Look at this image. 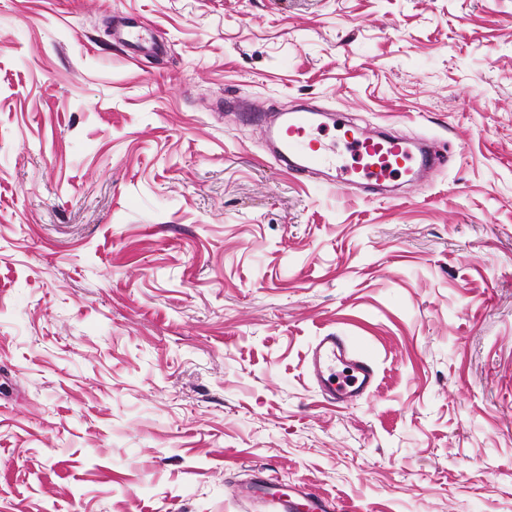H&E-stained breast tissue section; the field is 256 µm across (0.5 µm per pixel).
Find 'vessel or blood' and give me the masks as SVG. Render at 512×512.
Segmentation results:
<instances>
[{
  "instance_id": "vessel-or-blood-1",
  "label": "vessel or blood",
  "mask_w": 512,
  "mask_h": 512,
  "mask_svg": "<svg viewBox=\"0 0 512 512\" xmlns=\"http://www.w3.org/2000/svg\"><path fill=\"white\" fill-rule=\"evenodd\" d=\"M316 128L313 112L283 113L270 131L278 143L275 160L301 173L337 168L334 145L318 141ZM345 147L356 158L354 173L368 182L400 171L419 183L424 171L445 163L444 155L435 149L417 157L407 155L400 142L384 138L371 128L352 130ZM308 360L321 396L329 403L348 406L375 388L378 374L373 356L356 349L345 336L328 332L317 337L308 351ZM271 505L274 512H296L301 506L308 512H328L330 507L328 498L293 487L275 489Z\"/></svg>"
}]
</instances>
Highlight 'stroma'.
I'll list each match as a JSON object with an SVG mask.
<instances>
[{
    "mask_svg": "<svg viewBox=\"0 0 512 512\" xmlns=\"http://www.w3.org/2000/svg\"><path fill=\"white\" fill-rule=\"evenodd\" d=\"M426 138L336 192L248 117ZM368 348L325 402L315 336ZM512 512V0H0V512ZM308 360L322 398L331 404H354L375 388L378 374L373 356L356 349L338 333L318 336L308 351ZM339 368L352 373V384L342 385L337 381ZM271 496V505L275 512H294L299 506L307 508L309 512H327L326 510L330 508L328 497L293 487L276 488ZM300 500H303L304 503H301Z\"/></svg>",
    "mask_w": 512,
    "mask_h": 512,
    "instance_id": "stroma-1",
    "label": "stroma"
}]
</instances>
